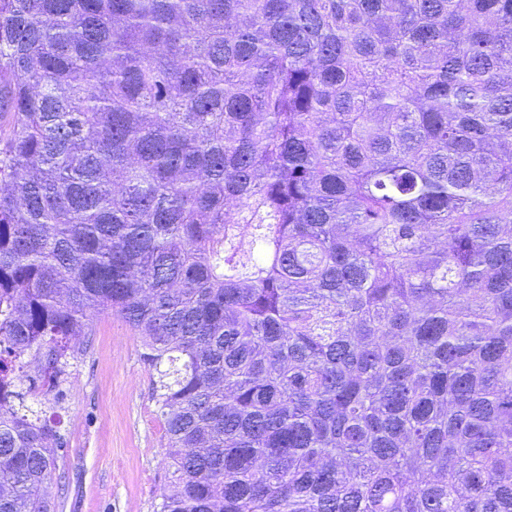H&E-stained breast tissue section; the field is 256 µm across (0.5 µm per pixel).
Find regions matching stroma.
Segmentation results:
<instances>
[{
  "label": "stroma",
  "mask_w": 512,
  "mask_h": 512,
  "mask_svg": "<svg viewBox=\"0 0 512 512\" xmlns=\"http://www.w3.org/2000/svg\"><path fill=\"white\" fill-rule=\"evenodd\" d=\"M92 329L86 353L71 360L56 388L31 399L66 446L57 512H156L168 492L156 373L120 317L96 316Z\"/></svg>",
  "instance_id": "stroma-1"
}]
</instances>
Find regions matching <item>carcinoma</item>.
<instances>
[{
	"label": "carcinoma",
	"instance_id": "cac0c4a2",
	"mask_svg": "<svg viewBox=\"0 0 512 512\" xmlns=\"http://www.w3.org/2000/svg\"><path fill=\"white\" fill-rule=\"evenodd\" d=\"M104 313L157 512H512V0H0V512Z\"/></svg>",
	"mask_w": 512,
	"mask_h": 512
}]
</instances>
